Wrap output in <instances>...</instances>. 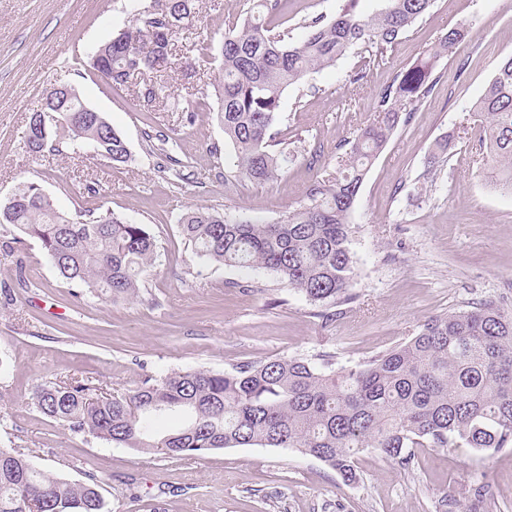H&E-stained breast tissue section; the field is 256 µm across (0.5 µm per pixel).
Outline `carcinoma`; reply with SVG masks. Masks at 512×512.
Segmentation results:
<instances>
[{"mask_svg": "<svg viewBox=\"0 0 512 512\" xmlns=\"http://www.w3.org/2000/svg\"><path fill=\"white\" fill-rule=\"evenodd\" d=\"M362 0H343L330 20L315 17L296 44L272 34L282 0H254L250 15L231 21L221 46L216 118L233 146L239 176L272 181L284 153L270 150L271 130L288 87L333 66L363 45L379 54L403 38L435 0H380L372 15ZM196 22L192 0H154L133 24L101 45L98 75L127 84V71L146 76L149 103L194 111L152 79L156 59L169 58L173 37ZM451 29L438 45L396 74L378 95L375 115L336 157V175L310 189L308 203L275 224H254L203 209L179 219L196 256L230 267L268 269L318 306L328 327L352 300L349 214L360 187L392 133L408 122L433 87L435 62L465 35ZM62 108L48 130L74 154L93 145L114 164L131 153L108 121L83 111L67 85L52 89L30 120ZM470 112L478 118L483 161L494 184L512 194V55L499 64ZM38 239L69 285L104 299L135 296L157 257L142 224L111 212L88 219L58 210L35 183L0 200V247L13 250L14 231ZM32 404L74 433L138 452L187 456L224 448H285L316 458L347 484L359 480L357 459L374 449L401 466L415 448H473L493 455L512 445V312L492 302L430 317L409 340L355 367L332 368L303 358H274L218 372L173 370L124 394L93 398L79 381L37 388ZM481 512H495L492 485L472 489ZM0 512H105L97 481L72 482L34 466L23 453L0 449Z\"/></svg>", "mask_w": 512, "mask_h": 512, "instance_id": "1", "label": "carcinoma"}]
</instances>
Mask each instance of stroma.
Segmentation results:
<instances>
[{"instance_id": "35a3bbf8", "label": "stroma", "mask_w": 512, "mask_h": 512, "mask_svg": "<svg viewBox=\"0 0 512 512\" xmlns=\"http://www.w3.org/2000/svg\"><path fill=\"white\" fill-rule=\"evenodd\" d=\"M150 3L0 0V199L18 182L37 183L66 213L110 211L145 225L158 252L138 296L112 302L63 283L35 239L0 250V448L71 481L94 474L107 512H436L445 497L453 512H467L471 488L484 478L501 512H512V447L491 456L419 448L406 467L370 450L359 456V482L348 485L291 449L147 454L71 432L33 406L34 389L48 381L77 378L120 394L172 370L223 371L272 358L326 354L334 367L356 366L417 334L429 317L485 301L512 311V195L484 168L470 112L512 54V0H436L382 60L360 47L289 87L277 122L288 161L265 184L237 177L213 87L225 26L253 0H195L197 26L178 34L172 63L158 75L176 99L195 101L189 116L146 111L138 78L117 90L90 65L98 46ZM340 5L287 0L274 27L294 43L313 17L332 18ZM462 23L465 41L438 60L431 93L393 132L361 186L349 218L353 300L332 326L274 272L227 268L192 252L178 226L187 211L273 224L303 206L309 189L335 172L379 92ZM200 42L210 54L197 50ZM360 65L367 78L350 87L345 76ZM59 84L123 135L129 163L28 152L29 118ZM443 138L447 154L431 159ZM178 161L181 179L173 175ZM246 280L254 291L239 289Z\"/></svg>"}]
</instances>
